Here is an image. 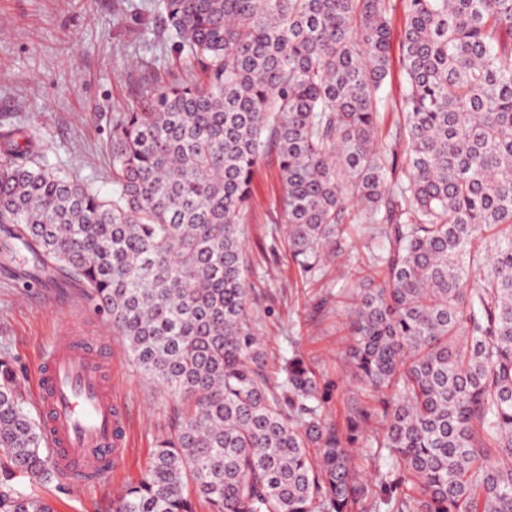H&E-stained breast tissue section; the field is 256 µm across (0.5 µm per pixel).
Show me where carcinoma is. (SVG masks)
<instances>
[{
  "mask_svg": "<svg viewBox=\"0 0 512 512\" xmlns=\"http://www.w3.org/2000/svg\"><path fill=\"white\" fill-rule=\"evenodd\" d=\"M191 79L112 118V195L0 130V249L75 288L182 401L110 512H512V0H403L405 166L379 139L390 0H160ZM283 187L297 273L367 224L376 287L349 296L337 384L300 355L268 374L239 219L259 161ZM376 431L385 471L352 448ZM0 356V512L58 471ZM374 437L375 433L367 432L365 438L361 440L358 447L359 451L354 456L356 469L359 471L361 476L368 480H375L378 472L384 470V468L381 467V462L374 461L365 455V451L367 448H370V443Z\"/></svg>",
  "mask_w": 512,
  "mask_h": 512,
  "instance_id": "carcinoma-1",
  "label": "carcinoma"
}]
</instances>
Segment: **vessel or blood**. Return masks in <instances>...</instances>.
Here are the masks:
<instances>
[{"instance_id": "b4317fda", "label": "vessel or blood", "mask_w": 512, "mask_h": 512, "mask_svg": "<svg viewBox=\"0 0 512 512\" xmlns=\"http://www.w3.org/2000/svg\"><path fill=\"white\" fill-rule=\"evenodd\" d=\"M111 355V339L69 331L54 338L34 375L52 460L76 484L107 477L124 451L125 412L105 368Z\"/></svg>"}]
</instances>
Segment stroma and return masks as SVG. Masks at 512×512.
Segmentation results:
<instances>
[{
  "instance_id": "obj_1",
  "label": "stroma",
  "mask_w": 512,
  "mask_h": 512,
  "mask_svg": "<svg viewBox=\"0 0 512 512\" xmlns=\"http://www.w3.org/2000/svg\"><path fill=\"white\" fill-rule=\"evenodd\" d=\"M155 3L0 0V128L27 126L52 167L111 194L107 141L113 114L136 109L146 83L169 81L183 66L162 33ZM405 94L396 47L383 89L380 127L384 142L400 152L405 149L399 133ZM251 194V207L241 220L252 271L250 313L266 342L269 363L281 365L298 352L337 378L331 412L343 416L348 398L362 391L343 366L346 312L336 294L357 285V272L368 261L365 238L351 229L320 276L300 278L284 242L281 184L272 158L258 163ZM14 268L0 260V353L12 358L18 391L28 404L36 402L33 373L54 336L74 330L112 340V392L126 409V454L97 484L79 486L61 478L35 489L58 512H107L121 487L145 469L157 440L172 430L181 404L143 374L122 337L79 294L23 286L14 280Z\"/></svg>"
}]
</instances>
